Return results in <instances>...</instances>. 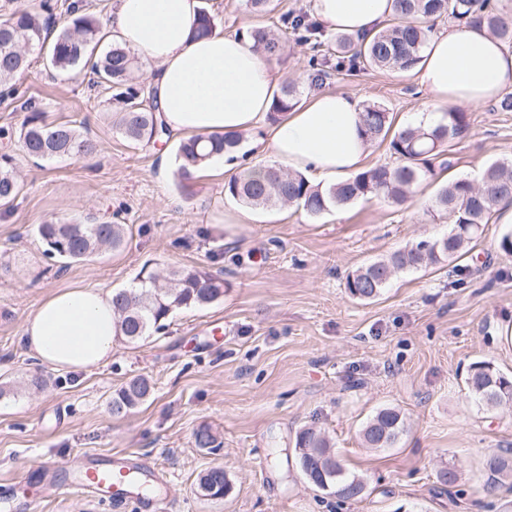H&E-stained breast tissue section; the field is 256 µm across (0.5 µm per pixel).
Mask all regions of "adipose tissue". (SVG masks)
<instances>
[{
	"mask_svg": "<svg viewBox=\"0 0 512 512\" xmlns=\"http://www.w3.org/2000/svg\"><path fill=\"white\" fill-rule=\"evenodd\" d=\"M328 31L361 36L393 13V0H314ZM199 0H116L112 39L150 67L148 93L175 135H224L265 128L271 159L333 186L359 173L369 143L363 108L348 95L320 89L279 121L266 123L277 75L272 59L242 36L199 37ZM412 73L426 105L414 126L430 129L448 110L473 109L512 92V49L485 29L465 26L430 36ZM118 329L110 291L63 288L23 322L21 338L37 363L81 372L112 357Z\"/></svg>",
	"mask_w": 512,
	"mask_h": 512,
	"instance_id": "ef3b65f1",
	"label": "adipose tissue"
}]
</instances>
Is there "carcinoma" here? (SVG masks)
<instances>
[{
    "label": "carcinoma",
    "instance_id": "1",
    "mask_svg": "<svg viewBox=\"0 0 512 512\" xmlns=\"http://www.w3.org/2000/svg\"><path fill=\"white\" fill-rule=\"evenodd\" d=\"M57 4L34 0L22 4L0 19V86H7L28 67L25 49L44 50L46 32ZM72 24L57 34L49 47V63L60 71L84 69L95 88L112 90L111 100L119 106L117 127L133 144L155 143L171 132L161 120L156 106L145 94V86L131 82L135 59L124 47L114 44L102 55H94L101 42L96 18L70 5ZM446 17L461 23H475L502 42L512 43V22L504 18L494 0H394V16L382 30L370 37L338 35L334 38L335 69L349 72L366 67L380 70H406L419 59L430 22ZM283 25L300 42L321 44L319 26L304 14L286 15ZM253 47L274 57L281 56L286 42L276 32L254 28L247 33ZM312 79L322 82L329 76L328 59L313 55L308 60ZM299 90L293 83L283 84L269 110V119L278 120L298 103ZM27 112L16 132L24 152L34 158L84 157L96 151L89 135L64 123H45L38 101L28 97L21 102ZM363 129L367 141L388 143L395 165L379 164L356 174L348 181L322 189L298 173L275 166L247 167L224 184V195L253 209H269L286 203L301 207L319 217L367 196L383 197L401 205L409 199L421 178L432 172V160L444 155L448 144L464 137L469 130L467 113L452 109L430 131L411 126L393 129L394 119L381 103L363 106ZM243 137L191 136L179 141L176 149L177 176L193 178L215 154L235 153ZM20 192L14 174L13 156L0 154V203L12 202ZM512 201V160H497L481 174L479 183L454 178L441 185L434 206L448 214L451 231L441 237L420 240L389 255L369 261L347 275L345 288L362 301L378 298L400 272L450 264L466 254L471 240L490 223L494 210L503 201ZM37 234L44 253L65 268L82 262L103 248L120 249L125 242V225L110 221L89 224H40ZM224 296V281L201 268L172 269L159 282V275L142 268L133 285L112 292L120 338L137 343L167 328L177 311L205 307ZM465 383L475 403L495 409L512 403V376L490 361L468 366ZM152 391L148 379L137 376L125 383L109 403L114 416H124L145 402ZM401 412L392 407L377 411L362 427L360 436L368 448H391L406 432ZM296 457L306 482L341 500H357L366 493L364 479L347 471L336 458L329 440L313 428L296 435ZM487 485L512 478V455H493L483 464ZM229 480L221 467L210 468L199 477L198 491L210 498H222L229 491Z\"/></svg>",
    "mask_w": 512,
    "mask_h": 512
}]
</instances>
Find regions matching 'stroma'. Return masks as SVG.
<instances>
[{
	"instance_id": "stroma-1",
	"label": "stroma",
	"mask_w": 512,
	"mask_h": 512,
	"mask_svg": "<svg viewBox=\"0 0 512 512\" xmlns=\"http://www.w3.org/2000/svg\"><path fill=\"white\" fill-rule=\"evenodd\" d=\"M201 5L227 34L278 29L283 14L314 10L313 0H273L265 14L247 0ZM312 53L292 36L274 60L304 99L315 90ZM16 83L47 123L84 125L97 151L36 163L18 140L0 139L22 186L0 206V384L14 389L0 399V482L47 460L97 454L149 461L163 479L162 512H512V487L488 496L478 485L484 459L512 449V404L481 409L465 385L475 361L512 373V341L500 334L512 325V254L499 248L512 228L486 225L458 264L398 274L374 302L345 288L363 263L448 233L447 216L428 211L437 189L512 157V112L491 103L469 110L468 135L445 154L451 168L435 167L405 204L371 197L320 218L291 204L228 224L223 173L208 167L182 183L162 172L175 141L129 143L111 120L117 105L84 73L38 58ZM324 86L382 103L398 128L426 100L405 72L335 70ZM95 220L128 225L120 250L63 269L44 255L38 225ZM145 266L206 269L223 277L224 297L176 312L146 342L118 341L106 364L85 372L30 356L20 329L43 299L71 286L125 288ZM138 375L151 380L152 397L113 416V394ZM384 407L401 410L406 434L391 448L363 447L362 425ZM202 427L216 448L196 446ZM308 427L325 431L342 464L364 478V498L343 502L304 481L295 437ZM214 466L230 481L218 500L197 491L199 474ZM448 467L458 474L450 487L439 481ZM29 494L25 512H141L134 499L64 502L39 486Z\"/></svg>"
}]
</instances>
